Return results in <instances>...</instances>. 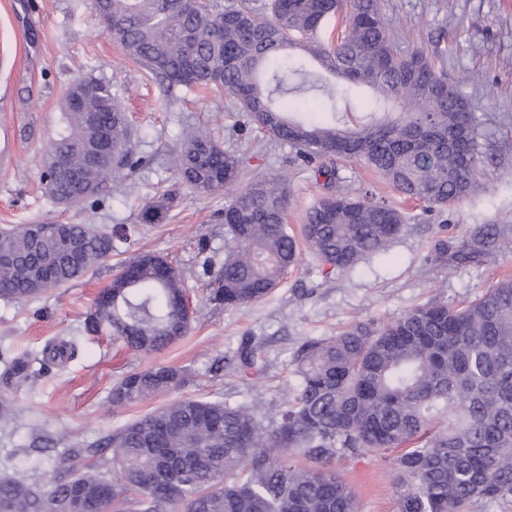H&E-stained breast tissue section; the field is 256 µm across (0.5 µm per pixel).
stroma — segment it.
I'll return each mask as SVG.
<instances>
[{
	"label": "stroma",
	"instance_id": "stroma-1",
	"mask_svg": "<svg viewBox=\"0 0 512 512\" xmlns=\"http://www.w3.org/2000/svg\"><path fill=\"white\" fill-rule=\"evenodd\" d=\"M381 6L402 47L424 49L474 104L484 134L483 191L430 212L407 203L409 221L388 254L340 273L302 252L270 296L227 308L209 301L210 277L202 262L209 257L218 267L224 261L222 213L233 190L202 192L180 180L183 133L207 130L226 150L244 156L245 179L286 175L287 224L295 233L325 192L313 166L298 160L295 149L252 131L227 96L170 92L133 66L103 32L94 0H0V228L44 221L127 232L119 252L78 280L24 303L0 299V360L39 354L60 339L74 346L63 363L45 367L26 384L0 378V403L11 410L7 426H0L1 476L37 463L53 477V461L63 449L88 447L176 397L266 410L286 401L295 387L291 362L304 339L336 335L357 320L388 321L437 294L454 305L470 301L512 277V0H381ZM89 75L111 81L132 129V149L147 163L111 182L96 201L62 205L39 180L41 161L55 135L66 85ZM166 191L174 201L163 221L139 223L140 209ZM483 225L503 228L507 246L465 267L432 260L435 235L457 246ZM144 252L179 267L190 294L189 334L159 354H134L109 334L84 330L86 313L116 266ZM247 336L264 344L266 371L257 378H243L232 361ZM159 364L186 372V384L141 403L113 406L115 382ZM393 458L389 451L336 461L361 512H395Z\"/></svg>",
	"mask_w": 512,
	"mask_h": 512
}]
</instances>
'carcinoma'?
Segmentation results:
<instances>
[{
  "label": "carcinoma",
  "mask_w": 512,
  "mask_h": 512,
  "mask_svg": "<svg viewBox=\"0 0 512 512\" xmlns=\"http://www.w3.org/2000/svg\"><path fill=\"white\" fill-rule=\"evenodd\" d=\"M104 32L125 56L167 89L225 93L266 136L286 143L308 163L319 162L327 194L301 227L303 243L339 272L365 256L385 254L407 218L370 190L353 197L340 161L356 160L392 190L430 208L479 187L480 124L459 85L419 49H403L380 0H95ZM340 18L336 37L325 23ZM309 57L317 72L269 68L279 57ZM339 85L330 86L323 75ZM372 96L356 124L290 116V93L322 91L319 105L336 106L349 87ZM63 129L42 160L45 188L63 203L98 195L120 172L144 164L130 148L132 133L112 84L82 77L65 89ZM112 134V155L100 136ZM242 159L211 135H188L179 175L197 191L238 182ZM287 178H253L224 206L229 243L209 282V299L242 306L266 298L299 261L288 232ZM164 205L139 211L157 224ZM0 230L3 297L23 302L75 281L118 251L123 238L87 224H70L72 261L57 228ZM495 239L478 231L473 244L436 239L437 261L480 262ZM137 271L128 284L125 274ZM181 271L164 257L142 253L122 264L96 297L86 329L104 330L133 353H160L185 336L192 319ZM61 340L25 354L5 369L27 383L35 370L61 361ZM244 378L265 369L262 342L242 340L234 355ZM298 386L292 397L260 414L251 406L180 398L101 438L92 449L69 448L45 480L34 467L0 478V512H359L356 495L336 471L338 459L398 449L397 512H512V280L451 306L441 297L385 322L356 321L334 336L312 337L296 349ZM185 383L182 370L158 365L132 371L112 387V405L144 401ZM111 455L103 472L92 457Z\"/></svg>",
  "instance_id": "obj_1"
}]
</instances>
